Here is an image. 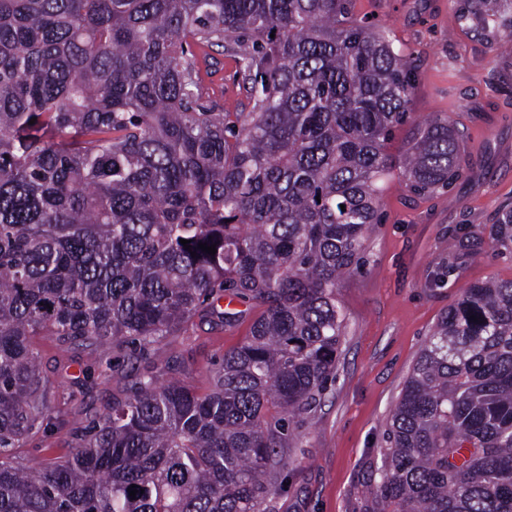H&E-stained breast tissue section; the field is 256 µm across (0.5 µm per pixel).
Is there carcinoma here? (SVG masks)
Masks as SVG:
<instances>
[{
	"instance_id": "1",
	"label": "carcinoma",
	"mask_w": 512,
	"mask_h": 512,
	"mask_svg": "<svg viewBox=\"0 0 512 512\" xmlns=\"http://www.w3.org/2000/svg\"><path fill=\"white\" fill-rule=\"evenodd\" d=\"M511 8L466 0L460 21L482 35ZM199 49L236 58L251 111H221ZM414 71L353 0H0V512H269L335 374L337 283L385 179L444 192L463 169L439 116L389 152ZM495 242L512 251V208ZM226 295L262 312L206 387L182 360L136 368L67 456L14 461L48 417L32 337L142 355L201 312L236 320ZM388 439L393 512H512V279L441 316Z\"/></svg>"
}]
</instances>
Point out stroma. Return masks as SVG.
I'll list each match as a JSON object with an SVG mask.
<instances>
[{"mask_svg": "<svg viewBox=\"0 0 512 512\" xmlns=\"http://www.w3.org/2000/svg\"><path fill=\"white\" fill-rule=\"evenodd\" d=\"M464 0H355L359 17L389 27L414 62L413 123L440 115L465 133L463 172L447 192L413 194L400 174L385 184L380 221L366 241L363 265L342 278L336 296L345 335L336 380L324 401L294 430L282 491L273 512H390L375 495L388 446L387 430L408 374L448 307L473 283L512 278V255L491 236V218L512 204V11L485 35L460 23ZM210 86L227 112L250 105L233 57ZM232 324L195 318L173 343H160L145 364L163 367L178 356L189 382L202 387L225 351L247 336L258 310L240 304ZM54 384L50 423L15 449L18 462L62 456L84 416L111 403L131 362L111 347L86 354L43 334L33 339Z\"/></svg>", "mask_w": 512, "mask_h": 512, "instance_id": "obj_1", "label": "stroma"}]
</instances>
